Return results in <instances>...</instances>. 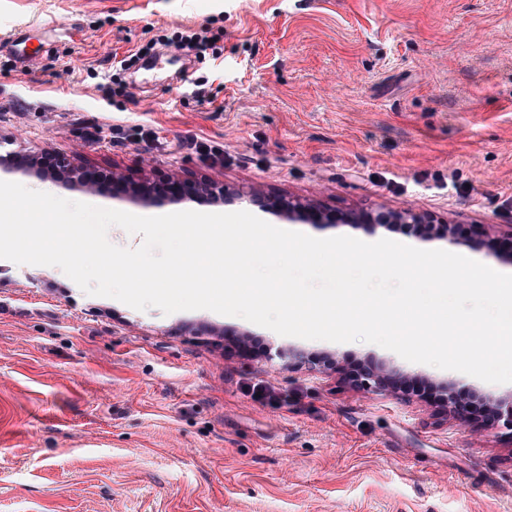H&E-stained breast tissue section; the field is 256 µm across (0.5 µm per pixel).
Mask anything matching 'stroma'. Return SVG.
Segmentation results:
<instances>
[{"label":"stroma","mask_w":512,"mask_h":512,"mask_svg":"<svg viewBox=\"0 0 512 512\" xmlns=\"http://www.w3.org/2000/svg\"><path fill=\"white\" fill-rule=\"evenodd\" d=\"M205 27L224 33L208 60L166 42ZM0 136L136 182L411 211L455 226L457 244L430 246L512 274V0H0ZM0 180L157 211L31 172ZM294 229L417 240L404 224ZM232 332L253 350L229 352ZM371 363L409 390L345 380ZM446 384L512 399V383L375 344L139 311L0 259V512H512V428L439 414L422 389Z\"/></svg>","instance_id":"35a3bbf8"}]
</instances>
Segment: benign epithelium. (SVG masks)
<instances>
[{
	"label": "benign epithelium",
	"instance_id": "benign-epithelium-1",
	"mask_svg": "<svg viewBox=\"0 0 512 512\" xmlns=\"http://www.w3.org/2000/svg\"><path fill=\"white\" fill-rule=\"evenodd\" d=\"M1 163H10L24 171L35 170L42 177L52 180L62 178L76 179L88 189L97 185L95 173L82 165L53 155L49 152L21 153L9 151L6 155H0ZM112 189L134 193L143 199L151 202L159 192L163 193L170 203H179L186 198H203L212 203H227L234 199H247L251 204L263 209L271 210L281 218L290 221H304L311 224H338V223H361L369 225L393 226L395 224H406L415 229L416 233L424 238L438 237L452 244L457 243L456 233L450 224H424L419 217L410 212L403 214H391L380 212L375 216L363 218H349L325 212L313 204L295 205L289 202H282L274 207L269 206L265 198L255 189L249 191H237L229 193L222 187L210 183H185L176 178L155 183L148 180L136 183L129 181L119 174H112ZM358 386L367 392L392 391L396 388L394 374L382 366L366 369ZM473 398L467 391H449L444 395L440 406L448 416L455 419H464L470 411ZM512 427V403L500 405L491 409L488 414L487 423L493 425L499 421Z\"/></svg>",
	"mask_w": 512,
	"mask_h": 512
}]
</instances>
